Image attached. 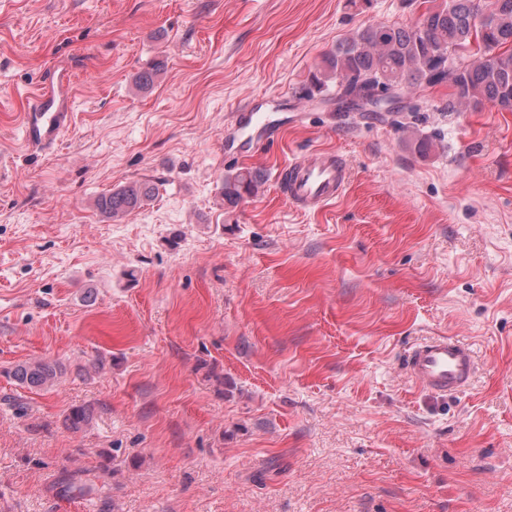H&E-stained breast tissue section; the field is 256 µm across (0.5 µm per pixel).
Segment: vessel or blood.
<instances>
[{"label":"vessel or blood","mask_w":512,"mask_h":512,"mask_svg":"<svg viewBox=\"0 0 512 512\" xmlns=\"http://www.w3.org/2000/svg\"><path fill=\"white\" fill-rule=\"evenodd\" d=\"M74 79L66 71H49L31 95V104L21 124L20 138L32 150L48 152L57 145L72 120ZM241 130L254 132L256 140L275 131L262 116L256 100H249L232 116ZM282 193L289 204L320 211L345 192L350 173L338 155L314 150L288 160L282 168ZM475 362L472 349L451 336H439L416 343L405 368L421 388L438 395L462 392L469 384Z\"/></svg>","instance_id":"vessel-or-blood-1"}]
</instances>
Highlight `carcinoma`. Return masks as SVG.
<instances>
[{"label":"carcinoma","instance_id":"carcinoma-1","mask_svg":"<svg viewBox=\"0 0 512 512\" xmlns=\"http://www.w3.org/2000/svg\"><path fill=\"white\" fill-rule=\"evenodd\" d=\"M489 23L480 29L478 16ZM497 46L490 65L480 58V42ZM436 87L451 89L448 111L478 107L486 102L512 111V0H442L426 9L413 26L374 23L326 52L310 72L302 96L336 91L340 102L350 99L357 88L368 84ZM261 176L242 169L224 178V203L234 206L258 192ZM156 194L150 181H133L101 195L97 209L113 218L142 208ZM13 378L22 385L53 388L62 368L38 360L17 365Z\"/></svg>","mask_w":512,"mask_h":512}]
</instances>
